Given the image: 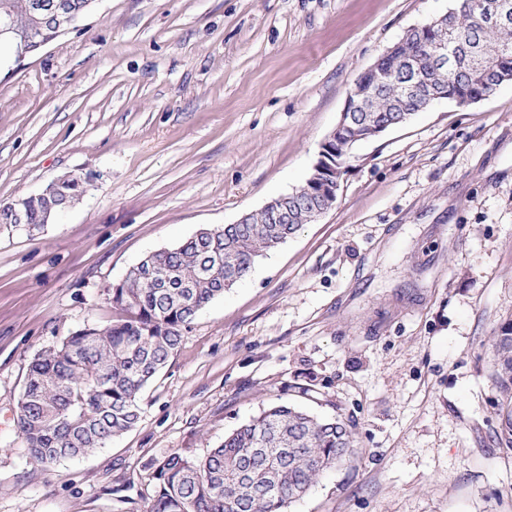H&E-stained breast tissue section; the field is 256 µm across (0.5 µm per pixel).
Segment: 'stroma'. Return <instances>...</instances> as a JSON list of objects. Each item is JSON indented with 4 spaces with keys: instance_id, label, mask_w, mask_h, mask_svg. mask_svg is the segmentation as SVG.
<instances>
[{
    "instance_id": "1",
    "label": "stroma",
    "mask_w": 512,
    "mask_h": 512,
    "mask_svg": "<svg viewBox=\"0 0 512 512\" xmlns=\"http://www.w3.org/2000/svg\"><path fill=\"white\" fill-rule=\"evenodd\" d=\"M452 0H98L0 49V202L75 173L50 224H0V512H143L147 462L206 456L274 403L354 425L288 512H512L488 340L512 321V83L361 142L338 198L199 310L104 448L34 463L33 359L116 316L147 254L301 186L355 81Z\"/></svg>"
}]
</instances>
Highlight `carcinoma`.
I'll return each mask as SVG.
<instances>
[{"instance_id": "1", "label": "carcinoma", "mask_w": 512, "mask_h": 512, "mask_svg": "<svg viewBox=\"0 0 512 512\" xmlns=\"http://www.w3.org/2000/svg\"><path fill=\"white\" fill-rule=\"evenodd\" d=\"M490 2L455 0L447 26L411 32L404 48L356 80L360 111L390 124L399 114L422 108L435 92L466 106L512 82V22L482 19ZM6 22L13 32L1 35L0 42L14 48L24 38L52 37L42 17L33 14L31 0H0V24ZM445 41L452 50L446 68L434 59ZM365 133L353 125L328 145L339 168L349 166ZM324 179L296 190L290 224H269L257 214L248 224L202 228L176 248L147 255L112 287L110 300L123 312L120 319L78 329L37 355L17 402V427L30 459L49 467L86 456L135 427L139 394L178 348L183 327L248 275L256 258L310 222L313 206L307 200ZM85 192L86 181L76 175L47 196L0 204V224L12 223L19 208L27 223H49ZM491 353L503 397L495 443L512 448V322L493 337ZM355 453L349 423L274 405L202 459L176 450L148 463L155 491L144 512H287L326 470L351 462Z\"/></svg>"}]
</instances>
